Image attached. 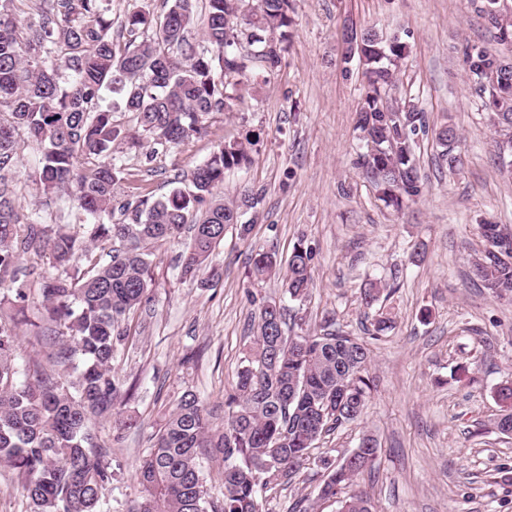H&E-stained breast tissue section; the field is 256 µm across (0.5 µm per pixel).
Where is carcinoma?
I'll list each match as a JSON object with an SVG mask.
<instances>
[{
    "label": "carcinoma",
    "mask_w": 512,
    "mask_h": 512,
    "mask_svg": "<svg viewBox=\"0 0 512 512\" xmlns=\"http://www.w3.org/2000/svg\"><path fill=\"white\" fill-rule=\"evenodd\" d=\"M23 22L0 12V301L24 310L40 300L49 321L46 344L55 364L77 355L81 364L60 376L39 365L20 369L19 327L0 319V466L16 475L32 512H98L103 491L112 484L110 449L99 444L94 426L120 397L112 361L128 338L121 322L149 302L152 251L180 238L190 227L183 274L193 275L224 240L226 228L251 225L241 217L258 202L245 193L226 204L215 196L224 173L250 163L254 142L224 141L190 179L153 201H116L113 186L121 168L112 150L130 132L142 136L148 161L159 151L189 143L206 131L214 113L233 112L247 93L253 61L265 64L270 81L291 37V0H171L155 15L142 9L125 16L117 36L107 0H27ZM494 30L497 49L467 45L462 66L481 106L492 113L503 138L496 156L512 158V12L496 0H470ZM198 29L204 45L188 38ZM354 47L344 55V75L357 61L362 68L356 126V164L373 176L377 198L400 214L422 197L426 184L417 160L420 142L431 138L440 163L456 174L464 166L460 136L448 120L430 126L411 98H397L399 72L409 52L398 35L370 29L346 30ZM70 80L60 84V70ZM487 69L500 73L491 92L480 85ZM109 90L126 123L102 106ZM41 145L36 182L45 194L66 193L92 223L83 231L49 227L26 215L16 203L12 170L22 137ZM486 242L472 272L492 297L512 299V233L485 220ZM109 261L94 260L93 250ZM314 252L300 240L286 264L274 254L252 251L255 279L278 276L284 294L300 305L313 288ZM57 270L49 274L44 261ZM388 284L371 280L361 293L366 307L380 301ZM255 321L237 380L224 398V433L213 442L204 402L184 392L164 423L151 435L137 467L138 490L127 512H262L260 495L289 484L307 465L324 470L317 500H334L338 512H377L361 485L378 458L377 440L364 433L359 453L334 463L312 456L323 436L358 420L374 390L369 375V343L336 329L328 315L309 331H284V308L264 302ZM368 335L376 340L393 327L379 311ZM501 413L494 427L512 435V384L497 389ZM224 449V499L207 500L199 461L202 448Z\"/></svg>",
    "instance_id": "carcinoma-1"
}]
</instances>
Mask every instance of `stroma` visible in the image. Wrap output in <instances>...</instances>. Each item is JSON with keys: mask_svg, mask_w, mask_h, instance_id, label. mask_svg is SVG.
I'll list each match as a JSON object with an SVG mask.
<instances>
[{"mask_svg": "<svg viewBox=\"0 0 512 512\" xmlns=\"http://www.w3.org/2000/svg\"><path fill=\"white\" fill-rule=\"evenodd\" d=\"M293 37L270 83L256 87L232 112L215 115L207 136L172 150L143 170L133 151L117 153L127 172L117 199L160 197L224 140L258 137L251 164L226 172L216 195L237 199L244 188L260 201L246 216L248 238L228 228L209 263L184 276L180 256L191 234L159 247L153 258L152 301L131 314L130 338L113 362L122 398L96 429L112 453L114 479L100 512H126L136 488L134 469L150 436L185 391H194L224 427V393L236 380L253 311L249 295L279 302L287 315L363 336L364 284H395L384 305L395 326L372 341L369 371L376 391L364 415L322 438L331 458L356 448L372 432L380 454L370 481L378 512H512V435L493 421L497 388L512 381V302L478 288L470 278L483 247L482 219L512 229V178L499 172L494 131L463 72L469 44L492 37L469 0H292ZM410 32L402 89L415 97L429 124L452 118L468 151L457 174L440 171L432 142L419 154L427 178L423 197L402 214L385 209L372 181L354 165L360 99L345 79L343 25ZM41 151L23 144L13 172L17 201L46 224L77 223L64 194H42L34 182ZM315 252L314 284L305 306L282 292L277 279L250 278V251L287 259L298 239ZM419 244V257L410 247ZM318 469L267 493L263 512H290L312 497Z\"/></svg>", "mask_w": 512, "mask_h": 512, "instance_id": "obj_1", "label": "stroma"}]
</instances>
